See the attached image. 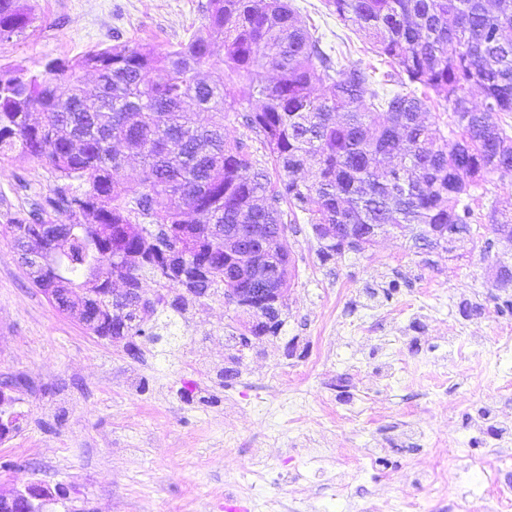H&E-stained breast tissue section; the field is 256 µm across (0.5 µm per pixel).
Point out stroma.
Listing matches in <instances>:
<instances>
[{
    "instance_id": "obj_1",
    "label": "stroma",
    "mask_w": 512,
    "mask_h": 512,
    "mask_svg": "<svg viewBox=\"0 0 512 512\" xmlns=\"http://www.w3.org/2000/svg\"><path fill=\"white\" fill-rule=\"evenodd\" d=\"M299 18L376 77L391 68L324 0ZM207 0H36L0 65L42 69L118 43L168 49L201 32ZM57 184L32 158L0 164V379L17 429L0 486L63 487L45 512H443L512 461V245L491 230L512 181L473 193L460 255L380 233L329 260L305 216L288 225L293 277L279 336L240 346L239 312L214 295L176 341L138 353L95 336L35 288L7 219Z\"/></svg>"
}]
</instances>
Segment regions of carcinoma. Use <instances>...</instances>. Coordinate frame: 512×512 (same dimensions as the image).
Masks as SVG:
<instances>
[{
    "label": "carcinoma",
    "instance_id": "obj_1",
    "mask_svg": "<svg viewBox=\"0 0 512 512\" xmlns=\"http://www.w3.org/2000/svg\"><path fill=\"white\" fill-rule=\"evenodd\" d=\"M325 4L408 85L389 91L360 65H343L342 52L327 53L288 0H208L204 31L164 51L115 44L41 72L0 67V163L37 158L61 181L44 206L10 220L32 284L45 295L89 291L87 329L135 338L152 332L131 296L126 318L113 316L114 276L127 288L151 277L162 289L156 304L181 314L194 300L189 288L222 295L254 287L232 270L258 251L288 287L290 247L278 231L284 205L306 216L326 259L364 250L381 231L414 249L456 251L455 241L471 234L465 199L487 175H512V135L489 121L512 112V0ZM34 20L31 0H0V42ZM217 45L224 70L203 81ZM79 73L96 77L95 95ZM416 84L451 103L447 130L425 121L428 97L409 89ZM198 112L213 113L211 125L197 124ZM226 121L243 137L227 141ZM115 140L140 156L136 177L121 175ZM227 224L271 228L258 250L245 235L247 248L230 257ZM493 231L512 237V211L493 209ZM169 239L181 246L180 267L169 262ZM287 310H245L244 333L278 335Z\"/></svg>",
    "mask_w": 512,
    "mask_h": 512
}]
</instances>
